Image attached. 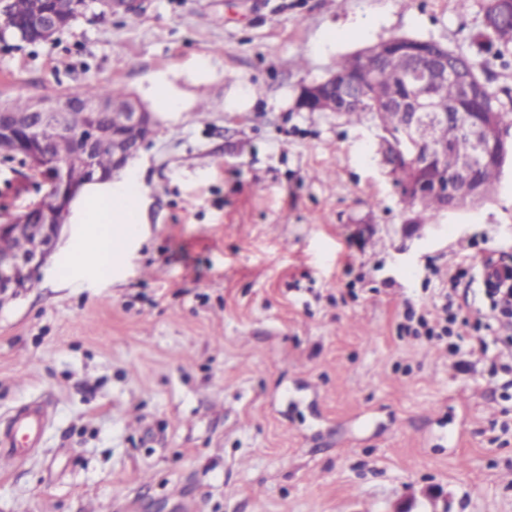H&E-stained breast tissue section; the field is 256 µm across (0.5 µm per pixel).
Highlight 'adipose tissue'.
Segmentation results:
<instances>
[{
  "label": "adipose tissue",
  "mask_w": 512,
  "mask_h": 512,
  "mask_svg": "<svg viewBox=\"0 0 512 512\" xmlns=\"http://www.w3.org/2000/svg\"><path fill=\"white\" fill-rule=\"evenodd\" d=\"M90 197L80 213L84 230L72 242L67 263L60 271L66 281L81 271L111 277L140 233L143 211L135 178L100 183Z\"/></svg>",
  "instance_id": "obj_1"
}]
</instances>
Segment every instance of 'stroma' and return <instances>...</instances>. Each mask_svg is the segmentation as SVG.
I'll list each match as a JSON object with an SVG mask.
<instances>
[{
    "mask_svg": "<svg viewBox=\"0 0 512 512\" xmlns=\"http://www.w3.org/2000/svg\"><path fill=\"white\" fill-rule=\"evenodd\" d=\"M484 0H91L54 40L0 38V101L123 88L157 114L129 169L140 243L111 279L68 284L62 230L33 287L0 303V416L51 419L0 467V512H512V374L468 346L398 336L466 269L512 258V174L478 206L409 211L386 132L296 106L338 58L393 38L477 58ZM49 185L0 153V224Z\"/></svg>",
    "mask_w": 512,
    "mask_h": 512,
    "instance_id": "35a3bbf8",
    "label": "stroma"
}]
</instances>
